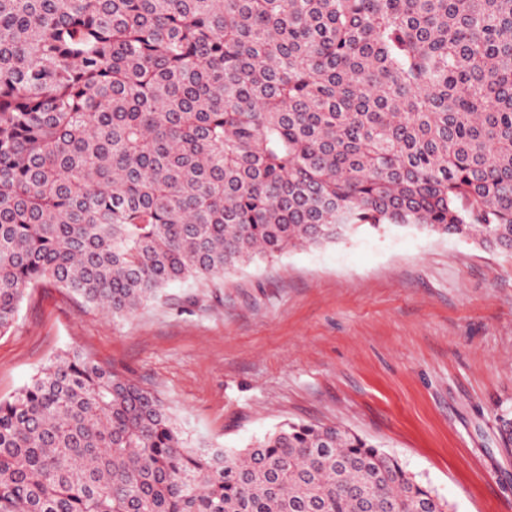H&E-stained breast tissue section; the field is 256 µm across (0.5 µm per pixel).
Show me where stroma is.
<instances>
[{"mask_svg":"<svg viewBox=\"0 0 512 512\" xmlns=\"http://www.w3.org/2000/svg\"><path fill=\"white\" fill-rule=\"evenodd\" d=\"M75 349L157 395L191 445L242 448L286 421L394 454L449 512H512V255L391 228L166 288L112 318L27 289L0 335V398Z\"/></svg>","mask_w":512,"mask_h":512,"instance_id":"obj_1","label":"stroma"}]
</instances>
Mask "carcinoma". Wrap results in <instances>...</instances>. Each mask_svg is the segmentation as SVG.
<instances>
[{"instance_id":"obj_1","label":"carcinoma","mask_w":512,"mask_h":512,"mask_svg":"<svg viewBox=\"0 0 512 512\" xmlns=\"http://www.w3.org/2000/svg\"><path fill=\"white\" fill-rule=\"evenodd\" d=\"M367 227L512 252V0H0V335L52 281L114 317ZM0 512H448L285 423L193 448L71 350L0 399Z\"/></svg>"}]
</instances>
